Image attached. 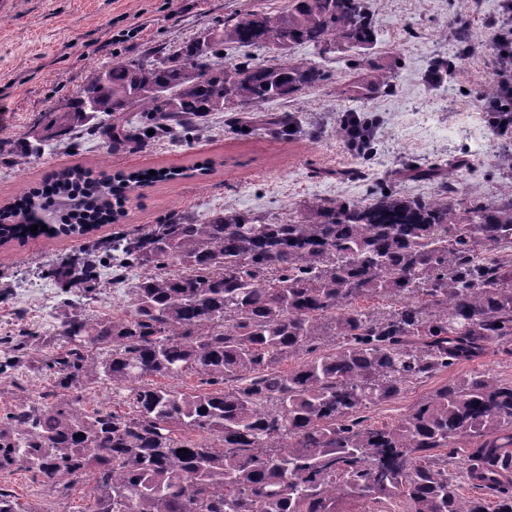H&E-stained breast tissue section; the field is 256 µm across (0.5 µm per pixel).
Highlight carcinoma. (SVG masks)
<instances>
[{"instance_id": "carcinoma-1", "label": "carcinoma", "mask_w": 512, "mask_h": 512, "mask_svg": "<svg viewBox=\"0 0 512 512\" xmlns=\"http://www.w3.org/2000/svg\"><path fill=\"white\" fill-rule=\"evenodd\" d=\"M208 33L205 48L190 40L111 58L48 112L41 138L86 132L114 151L143 149L224 112L239 133L285 139L289 118L268 105L335 82L322 64L294 57L297 46L348 54V68L364 71L339 88L352 100L396 88V74L369 53L378 41L369 0L252 3ZM238 47L274 55L220 63ZM373 153L321 175L355 178ZM453 167L408 161L391 172L432 185L427 195L379 185L362 199H310L274 221L220 210L198 224L178 211L112 240V266L140 270L130 304L61 322L40 360L54 371L51 393L0 412V473L25 470L62 497L88 479L89 512H339L347 496L402 498L408 512H488L481 499H460L441 453L466 440L475 445L466 477L495 493L494 512H512V382L473 370L391 426L365 423L371 405L512 335V198H456ZM177 176L62 169L50 194L0 207V239L86 236L125 216L128 193ZM40 211L54 216L47 231L19 223ZM97 262L86 245L63 273L89 287ZM373 298L383 304L359 305ZM325 336L338 340L330 354ZM0 348L6 368L34 360L28 333ZM299 352L307 358L278 369ZM192 374L211 390L152 381ZM84 379L126 391L131 412L83 407L69 391ZM0 512L40 510L0 489Z\"/></svg>"}]
</instances>
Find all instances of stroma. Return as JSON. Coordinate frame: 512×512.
Instances as JSON below:
<instances>
[{
	"label": "stroma",
	"mask_w": 512,
	"mask_h": 512,
	"mask_svg": "<svg viewBox=\"0 0 512 512\" xmlns=\"http://www.w3.org/2000/svg\"><path fill=\"white\" fill-rule=\"evenodd\" d=\"M246 0H0V141L17 143L41 116L78 95L95 70L113 56L134 57L142 51L203 34L225 14L243 8ZM380 38V62L395 70L396 91L352 102L334 88L298 100L277 101L271 111L290 117L297 132L275 140L262 132L244 137L211 113L189 139L152 142L138 153L111 152L107 143L83 135L44 146L41 153L19 160L0 154V205L45 184L56 169L82 167L100 171H138L189 167L213 160L205 176L187 175L138 189L127 215L89 236L101 242L133 235L163 223L174 211L205 220L212 211H253L282 217L314 198H362L375 185H393L404 194L428 192V185L392 182V169L404 161L439 162L467 157L454 168L452 179L460 197L505 199L512 195V164L503 153L512 138L485 129L482 143L470 135L473 120H485L487 102L477 101L475 88L489 84L490 57L467 55L468 47L489 42L501 28L503 0H468L466 15L457 18L453 0H371ZM452 67L447 79L432 84L429 73L441 64ZM347 112L367 113L377 120L378 152L363 182L317 179L316 168L350 165L352 158L336 137V123ZM83 241L14 240L0 246V337L28 329L38 339L55 335L72 302L88 315L129 303L136 273L99 269V288L87 297L66 291L58 278L62 267L80 255ZM482 369L512 381V337L487 346L474 363L448 367L399 398L371 405L368 424L388 425L444 384L471 369ZM53 381L48 370L23 369L0 375V402L18 392L38 396ZM0 487L41 512H85L91 482L71 495L57 497L37 491L28 472L0 475Z\"/></svg>",
	"instance_id": "stroma-1"
}]
</instances>
